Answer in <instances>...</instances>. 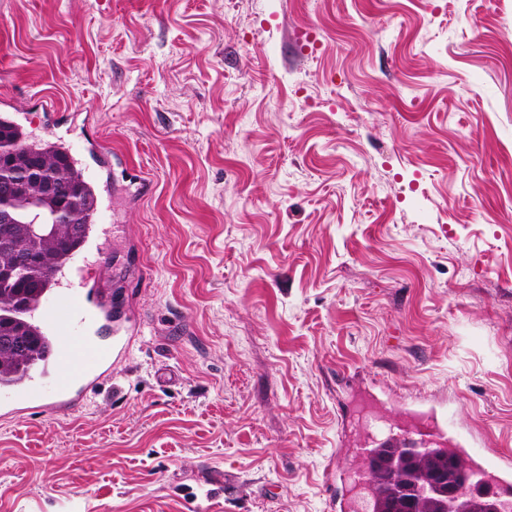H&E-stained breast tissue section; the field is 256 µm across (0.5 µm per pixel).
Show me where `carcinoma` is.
<instances>
[{
	"label": "carcinoma",
	"mask_w": 512,
	"mask_h": 512,
	"mask_svg": "<svg viewBox=\"0 0 512 512\" xmlns=\"http://www.w3.org/2000/svg\"><path fill=\"white\" fill-rule=\"evenodd\" d=\"M0 143L15 149L0 161V185L10 186L1 203L16 216L12 224L0 223V264L14 261V248L27 242L29 215L38 210L49 219L61 208L80 214L81 230L73 234L57 226L34 252L40 262L23 266L16 277L0 280V382L23 379L45 347L46 332L31 319L42 292L53 285L56 270L74 259L84 247L94 221L97 194L84 170L71 160L64 145L37 139L9 115L0 113ZM27 170L21 181L13 174ZM383 471L369 486L376 508L372 512H445L448 489L461 487L460 471L448 462V449L418 453L403 445L383 448Z\"/></svg>",
	"instance_id": "carcinoma-1"
}]
</instances>
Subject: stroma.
Segmentation results:
<instances>
[{"label": "stroma", "mask_w": 512, "mask_h": 512, "mask_svg": "<svg viewBox=\"0 0 512 512\" xmlns=\"http://www.w3.org/2000/svg\"><path fill=\"white\" fill-rule=\"evenodd\" d=\"M112 150L140 324L0 419V512H332L358 412L512 455V0H0V112Z\"/></svg>", "instance_id": "35a3bbf8"}]
</instances>
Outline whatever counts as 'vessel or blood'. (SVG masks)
<instances>
[{
	"instance_id": "1",
	"label": "vessel or blood",
	"mask_w": 512,
	"mask_h": 512,
	"mask_svg": "<svg viewBox=\"0 0 512 512\" xmlns=\"http://www.w3.org/2000/svg\"><path fill=\"white\" fill-rule=\"evenodd\" d=\"M41 309L52 326L51 351L25 380L0 387L1 416L11 417L33 408L63 412L86 402L89 394L111 378L130 351L129 337L106 338L96 327L97 322L112 320L111 302L73 287L67 272H59ZM427 414L428 424L414 429L399 421L381 419L372 411L364 413L359 424L366 439L354 448V455L372 460L376 456L374 440L395 446L413 433L420 446L432 448L444 443L450 454L466 460L467 489L479 487L498 503H511L512 457L475 447L468 436L449 424L447 413L436 402H428ZM371 478L372 471L367 467L346 474L342 512H359L358 492L370 484Z\"/></svg>"
}]
</instances>
